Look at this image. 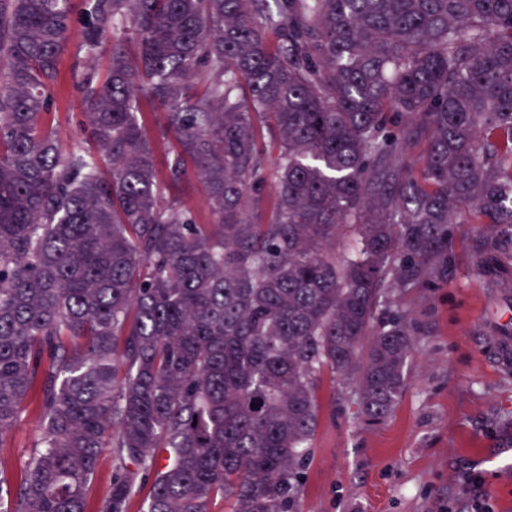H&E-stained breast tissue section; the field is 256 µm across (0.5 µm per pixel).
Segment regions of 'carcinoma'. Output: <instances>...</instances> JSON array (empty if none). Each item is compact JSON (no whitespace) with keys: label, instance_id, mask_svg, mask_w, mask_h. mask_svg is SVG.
Returning <instances> with one entry per match:
<instances>
[{"label":"carcinoma","instance_id":"obj_1","mask_svg":"<svg viewBox=\"0 0 512 512\" xmlns=\"http://www.w3.org/2000/svg\"><path fill=\"white\" fill-rule=\"evenodd\" d=\"M82 2L0 0V437L28 401L42 425L0 512H87L105 450L96 512L149 478L143 512H301L322 373L386 418L403 299L448 284L466 227L475 276L512 267V0ZM75 38L106 49L99 159L47 122ZM190 173L205 224L169 197ZM112 479V458L107 450L102 454L98 470L88 488V512H94L98 501L104 497L111 485Z\"/></svg>","mask_w":512,"mask_h":512}]
</instances>
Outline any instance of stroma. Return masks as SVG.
Instances as JSON below:
<instances>
[{"mask_svg": "<svg viewBox=\"0 0 512 512\" xmlns=\"http://www.w3.org/2000/svg\"><path fill=\"white\" fill-rule=\"evenodd\" d=\"M77 71L66 51L50 117L64 152L93 154L79 125ZM475 243L472 234L457 240L447 286L408 296L420 348L384 421L365 424L340 377L324 372L303 512H512V370L495 334L512 329V273L492 285L475 277ZM39 434L28 412L0 438V469L18 477Z\"/></svg>", "mask_w": 512, "mask_h": 512, "instance_id": "obj_1", "label": "stroma"}]
</instances>
